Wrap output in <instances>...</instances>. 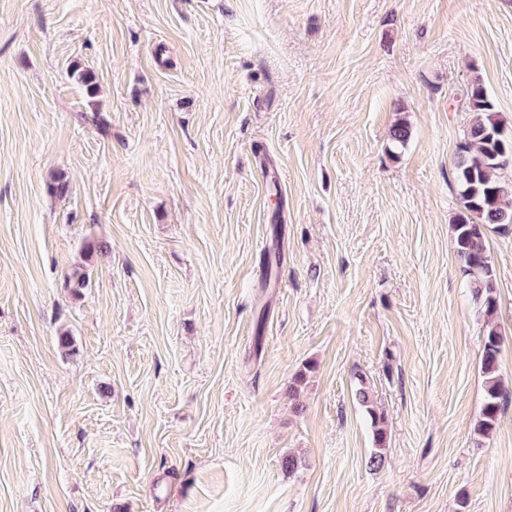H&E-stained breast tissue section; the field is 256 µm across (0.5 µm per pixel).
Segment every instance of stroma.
<instances>
[{"instance_id": "obj_1", "label": "stroma", "mask_w": 512, "mask_h": 512, "mask_svg": "<svg viewBox=\"0 0 512 512\" xmlns=\"http://www.w3.org/2000/svg\"><path fill=\"white\" fill-rule=\"evenodd\" d=\"M476 75L512 130V0H0V512H512V227L486 439L452 234ZM355 395L370 417L374 452L368 464L370 467L378 470L385 463V450L388 447L386 418L374 399L372 388L367 384L366 378L363 376L359 377V384Z\"/></svg>"}]
</instances>
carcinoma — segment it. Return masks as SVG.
Listing matches in <instances>:
<instances>
[{
	"label": "carcinoma",
	"instance_id": "cac0c4a2",
	"mask_svg": "<svg viewBox=\"0 0 512 512\" xmlns=\"http://www.w3.org/2000/svg\"><path fill=\"white\" fill-rule=\"evenodd\" d=\"M467 96L476 113L456 147L455 186L458 210L453 220V244L463 273L468 277L473 299L491 317L497 309L496 285L491 255L485 239L489 228L512 225V182L500 171L512 167V136L498 118L493 102L479 77L469 84ZM411 135L406 120H399L390 131L396 149L406 146ZM88 273L78 267L66 277L64 287L73 292L87 287ZM503 337L489 321L483 336L481 372L484 377V403L474 432L487 438L495 429L501 411L503 388L498 375V360ZM356 398L370 417L374 452L369 466L378 470L385 463L388 447L386 418L377 405L366 378L359 377Z\"/></svg>",
	"mask_w": 512,
	"mask_h": 512
}]
</instances>
